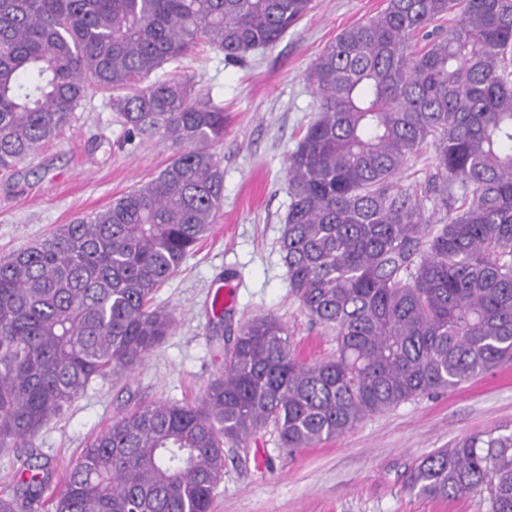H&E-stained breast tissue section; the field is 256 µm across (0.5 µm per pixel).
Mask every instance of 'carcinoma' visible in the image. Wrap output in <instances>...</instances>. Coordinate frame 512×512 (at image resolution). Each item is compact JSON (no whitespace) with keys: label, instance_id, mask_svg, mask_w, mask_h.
Segmentation results:
<instances>
[{"label":"carcinoma","instance_id":"obj_1","mask_svg":"<svg viewBox=\"0 0 512 512\" xmlns=\"http://www.w3.org/2000/svg\"><path fill=\"white\" fill-rule=\"evenodd\" d=\"M312 0H0V169L55 139L86 91L128 131L175 149L146 185L0 260V448L34 455L40 429L92 379L129 370L171 335L156 292L224 202L214 146L224 109L189 78L142 82L205 43L240 60ZM512 0H386L310 69L317 116L288 156L280 236L302 311L336 355L300 357L270 317L244 323L197 403L123 414L87 446L53 512H211L224 444L273 425L315 448L367 417L512 362ZM430 145L431 227L401 183ZM31 473L0 512H29ZM408 491L478 495L512 512V430L454 441Z\"/></svg>","mask_w":512,"mask_h":512}]
</instances>
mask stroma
I'll return each instance as SVG.
<instances>
[{
	"mask_svg": "<svg viewBox=\"0 0 512 512\" xmlns=\"http://www.w3.org/2000/svg\"><path fill=\"white\" fill-rule=\"evenodd\" d=\"M385 0H313V8L274 46L228 62L199 44L179 66L152 73L191 77L224 107V203L210 231L155 294L176 319L171 336L133 370L92 380L40 430L36 462L49 474L43 496L88 441L135 407L192 402L224 368L221 344L251 318H276L297 351L331 357L335 334L312 323L293 296L279 239L289 197L286 160L316 117L309 68L344 28L374 16ZM174 150L159 136L128 133L109 95L89 89L70 124L13 170L0 171V259L60 226L109 207L151 181ZM230 294L223 316L212 302ZM494 427L512 429V364L460 387L424 395L366 418L314 448H281L274 426L224 450V478L211 512H485L479 497L409 492L408 469L449 441Z\"/></svg>",
	"mask_w": 512,
	"mask_h": 512,
	"instance_id": "obj_1",
	"label": "stroma"
}]
</instances>
